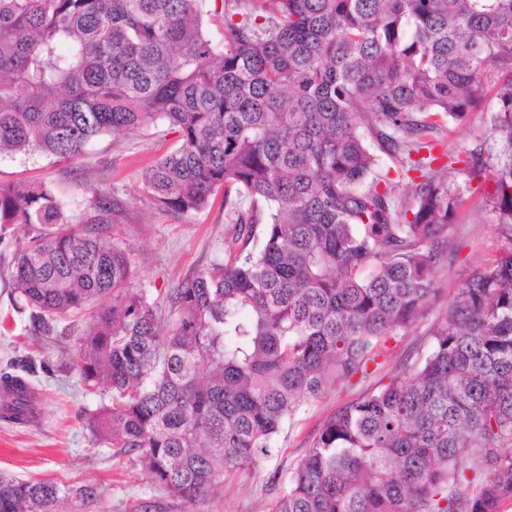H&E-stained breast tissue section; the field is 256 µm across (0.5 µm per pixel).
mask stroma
Returning <instances> with one entry per match:
<instances>
[{
	"mask_svg": "<svg viewBox=\"0 0 512 512\" xmlns=\"http://www.w3.org/2000/svg\"><path fill=\"white\" fill-rule=\"evenodd\" d=\"M494 104V94H487L464 121H447L441 150L451 155L479 146L496 151L490 131ZM177 144V134L160 122L104 135L73 162L38 154L2 156L0 181L44 183L59 200L65 220L78 228L94 213L93 189L110 192L112 239L130 253L135 287L162 303L183 279L226 258L234 226L221 204L178 214L160 208L145 189V169ZM451 187L460 192L461 203L449 235L448 257L438 273L440 293L400 342H389L388 365L413 350L416 337L440 314L463 277L498 256L497 218L485 203L486 194L495 189L492 179L483 178L475 191L458 175ZM10 267V256L0 254V369L27 355L58 362L71 346V337L47 344L32 333L28 314L12 301ZM33 382L42 415L30 426L0 421V471L22 480L95 483L102 492L99 512H268L325 419L356 394L352 388L330 391L278 437L269 458L255 468L228 474L223 488L190 506L169 496L140 465L96 441L86 429L84 412L108 403V396L86 392L70 373L40 374Z\"/></svg>",
	"mask_w": 512,
	"mask_h": 512,
	"instance_id": "stroma-1",
	"label": "stroma"
}]
</instances>
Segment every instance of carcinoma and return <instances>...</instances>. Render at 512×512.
<instances>
[{
	"instance_id": "carcinoma-1",
	"label": "carcinoma",
	"mask_w": 512,
	"mask_h": 512,
	"mask_svg": "<svg viewBox=\"0 0 512 512\" xmlns=\"http://www.w3.org/2000/svg\"><path fill=\"white\" fill-rule=\"evenodd\" d=\"M492 81L499 149L468 152L465 174L494 171L498 258L462 279L426 350L330 414L269 512H499L512 499V0H0V154L76 160L160 120L179 144L145 173L155 201L249 203L236 252L163 308L112 242L110 194L93 191L96 215L76 229L44 185L0 183L15 306L46 338L88 312L63 362L110 394L86 416L94 438L196 505L328 391L375 377L381 348L438 293L460 205L454 161L412 155ZM368 134L418 173L414 206L379 188ZM39 369L56 374L31 357L0 369L1 421H38ZM100 498L93 483L0 473V512H98Z\"/></svg>"
}]
</instances>
